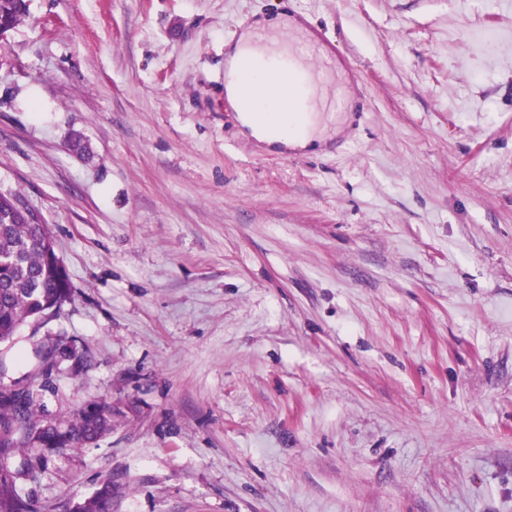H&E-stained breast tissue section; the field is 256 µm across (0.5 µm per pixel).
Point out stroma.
<instances>
[{
	"label": "stroma",
	"instance_id": "35a3bbf8",
	"mask_svg": "<svg viewBox=\"0 0 512 512\" xmlns=\"http://www.w3.org/2000/svg\"><path fill=\"white\" fill-rule=\"evenodd\" d=\"M0 192L75 288L0 343L40 410L127 409L19 492L117 512H512V0H294L369 112L244 133L225 44L283 0H27ZM90 361L37 374L34 345ZM34 353L39 363L46 366V369H50L62 361H71L77 372L87 366L89 358L87 349H78L71 341L51 336H46L45 339L36 343ZM121 477L109 473L99 480L95 492L83 502L74 504L70 499L61 500L54 512H116Z\"/></svg>",
	"mask_w": 512,
	"mask_h": 512
}]
</instances>
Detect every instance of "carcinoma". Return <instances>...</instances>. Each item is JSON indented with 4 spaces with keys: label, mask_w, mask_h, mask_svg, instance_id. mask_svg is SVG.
Masks as SVG:
<instances>
[{
    "label": "carcinoma",
    "mask_w": 512,
    "mask_h": 512,
    "mask_svg": "<svg viewBox=\"0 0 512 512\" xmlns=\"http://www.w3.org/2000/svg\"><path fill=\"white\" fill-rule=\"evenodd\" d=\"M26 16L24 0H0V19L14 28ZM13 194L0 193V342L10 339L28 320L48 319L73 296L72 282L52 248L46 224H36L16 208ZM39 363L50 369L62 361L75 371L87 366L88 351L61 337H46L34 346ZM37 390L0 384V512H34L32 501L18 493L22 481H35L49 459L76 448L97 445L112 433L124 410L105 400L84 404L65 420L36 412ZM17 448L35 451L26 465L11 470L4 459ZM121 477L109 473L95 492L77 504L61 500L55 512H116Z\"/></svg>",
    "instance_id": "obj_1"
}]
</instances>
